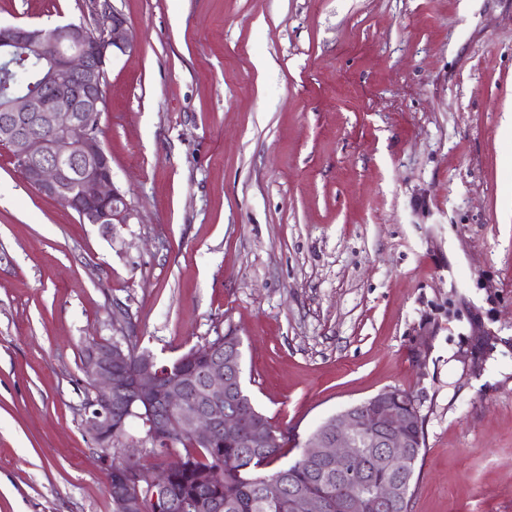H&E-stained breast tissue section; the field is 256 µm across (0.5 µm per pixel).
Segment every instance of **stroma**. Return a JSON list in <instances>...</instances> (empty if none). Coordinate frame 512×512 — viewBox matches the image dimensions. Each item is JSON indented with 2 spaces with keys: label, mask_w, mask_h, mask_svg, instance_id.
<instances>
[{
  "label": "stroma",
  "mask_w": 512,
  "mask_h": 512,
  "mask_svg": "<svg viewBox=\"0 0 512 512\" xmlns=\"http://www.w3.org/2000/svg\"><path fill=\"white\" fill-rule=\"evenodd\" d=\"M102 142L129 223L0 147V512H112L88 341L242 340L306 433L385 388L425 418L412 512H512V0H112ZM96 28L87 0L0 23Z\"/></svg>",
  "instance_id": "35a3bbf8"
}]
</instances>
